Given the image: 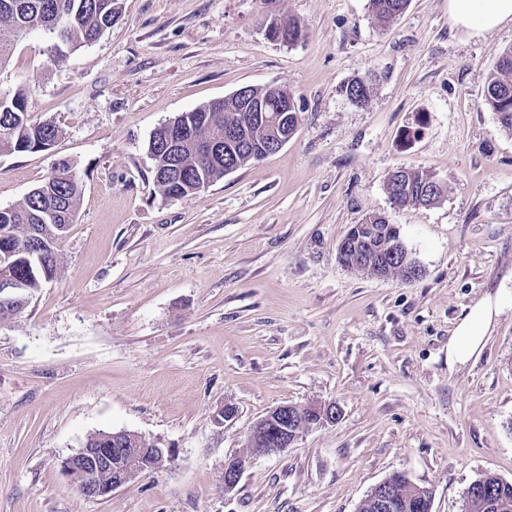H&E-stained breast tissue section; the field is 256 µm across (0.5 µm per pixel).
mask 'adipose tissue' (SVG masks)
<instances>
[{
    "label": "adipose tissue",
    "instance_id": "adipose-tissue-1",
    "mask_svg": "<svg viewBox=\"0 0 512 512\" xmlns=\"http://www.w3.org/2000/svg\"><path fill=\"white\" fill-rule=\"evenodd\" d=\"M452 21L481 36L501 25L512 23V0H448ZM502 294L478 301L459 323L448 342L449 368H462L481 351L493 321L502 312Z\"/></svg>",
    "mask_w": 512,
    "mask_h": 512
}]
</instances>
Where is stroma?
Returning a JSON list of instances; mask_svg holds the SVG:
<instances>
[{"instance_id": "1", "label": "stroma", "mask_w": 512, "mask_h": 512, "mask_svg": "<svg viewBox=\"0 0 512 512\" xmlns=\"http://www.w3.org/2000/svg\"><path fill=\"white\" fill-rule=\"evenodd\" d=\"M303 29L271 40L272 17ZM512 27L472 36L448 0L391 24L369 0H124L118 22L56 57L26 33L0 93L25 86L46 151L0 154V208L70 160L82 197L57 276L0 323V512H356L402 473L432 512H464L483 474L512 482V305L482 350L448 367L471 307L512 289V132L484 104ZM369 82L365 105L344 93ZM245 85L294 98L278 152L162 199L148 143L176 115ZM425 169L446 192L394 207L386 177ZM399 226L420 277L343 267L366 216ZM333 403L336 423L224 464L277 406ZM234 405V423L215 415ZM170 449L158 469L85 497L62 462L101 431Z\"/></svg>"}]
</instances>
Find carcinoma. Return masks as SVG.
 Returning <instances> with one entry per match:
<instances>
[{"label": "carcinoma", "instance_id": "carcinoma-1", "mask_svg": "<svg viewBox=\"0 0 512 512\" xmlns=\"http://www.w3.org/2000/svg\"><path fill=\"white\" fill-rule=\"evenodd\" d=\"M379 21L397 20L409 7L411 0H369ZM122 12V0H0V69L8 65L15 42L25 31L41 30L56 34L63 30L62 44L91 45L112 27ZM347 97L358 105L368 101L369 88L362 80L344 87ZM485 105L498 116L501 126L512 131V48L498 52L495 69L490 74L484 95ZM247 101L230 100L221 106L205 105L186 117L193 125L195 140L224 139V128L238 126L250 116ZM62 134L61 127L52 122L32 123L28 111L27 93L17 89L0 94V152L15 153L49 148ZM266 126L251 122L245 128L244 140L225 150L224 156L236 168L256 160L266 146ZM178 163L182 170L179 181L153 173L156 192L164 199H178L193 194L210 184L214 171L210 162L198 155L193 145L181 150ZM401 182V191L391 197L397 206L423 205L424 189L437 181L426 170L399 168L389 174L387 183ZM82 196V185L70 162L62 160L45 181L33 189L17 205L0 208V253L13 252L12 264L0 265V279L10 277L20 282L23 294L31 299L44 283L56 277L59 270L58 246L61 235L74 223ZM385 229L380 215L365 219V225L352 231L372 243V230ZM390 245L380 251L366 247L370 262L347 261L344 267L367 273L380 269L389 278L409 280L410 268H419L401 237L387 236ZM473 512H512V482L487 474L480 495L473 501Z\"/></svg>", "mask_w": 512, "mask_h": 512}]
</instances>
